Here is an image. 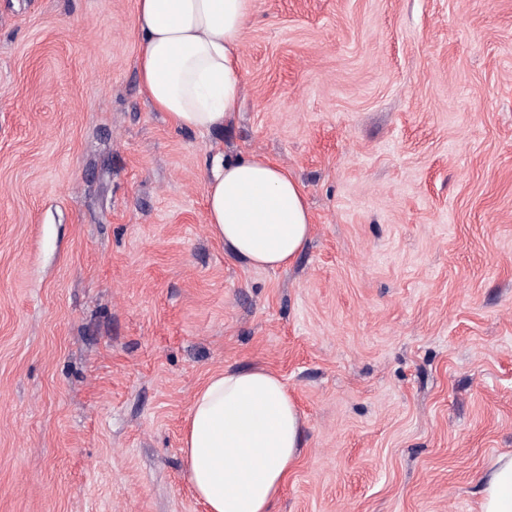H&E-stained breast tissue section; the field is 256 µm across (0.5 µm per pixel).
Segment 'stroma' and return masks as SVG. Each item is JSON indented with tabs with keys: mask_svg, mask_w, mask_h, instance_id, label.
<instances>
[{
	"mask_svg": "<svg viewBox=\"0 0 512 512\" xmlns=\"http://www.w3.org/2000/svg\"><path fill=\"white\" fill-rule=\"evenodd\" d=\"M135 0H0V512H206L224 366L305 423L275 512H479L512 451V0H254L241 105L173 128ZM302 186L285 269L228 255L205 161Z\"/></svg>",
	"mask_w": 512,
	"mask_h": 512,
	"instance_id": "obj_1",
	"label": "stroma"
}]
</instances>
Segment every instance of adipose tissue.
Instances as JSON below:
<instances>
[{"instance_id":"1","label":"adipose tissue","mask_w":512,"mask_h":512,"mask_svg":"<svg viewBox=\"0 0 512 512\" xmlns=\"http://www.w3.org/2000/svg\"><path fill=\"white\" fill-rule=\"evenodd\" d=\"M252 10L253 0H136L140 87L171 125L209 132L236 111ZM205 199L211 236L248 266L286 268L309 239L299 183L264 155H213ZM303 428L287 384L273 371L228 365L212 375L194 397L181 448L207 512H273ZM479 512H512V452L487 468Z\"/></svg>"}]
</instances>
